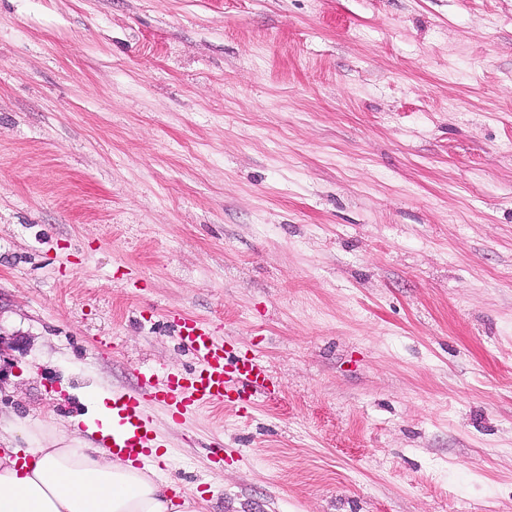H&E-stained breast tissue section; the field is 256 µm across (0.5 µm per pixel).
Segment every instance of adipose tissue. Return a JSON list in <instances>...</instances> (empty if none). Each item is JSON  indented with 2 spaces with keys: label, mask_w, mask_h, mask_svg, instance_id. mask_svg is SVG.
<instances>
[{
  "label": "adipose tissue",
  "mask_w": 512,
  "mask_h": 512,
  "mask_svg": "<svg viewBox=\"0 0 512 512\" xmlns=\"http://www.w3.org/2000/svg\"><path fill=\"white\" fill-rule=\"evenodd\" d=\"M109 393L96 392L71 429L53 418H18L0 432V512H204L199 493L91 441L111 418Z\"/></svg>",
  "instance_id": "ef3b65f1"
}]
</instances>
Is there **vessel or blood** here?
<instances>
[{"label":"vessel or blood","mask_w":512,"mask_h":512,"mask_svg":"<svg viewBox=\"0 0 512 512\" xmlns=\"http://www.w3.org/2000/svg\"><path fill=\"white\" fill-rule=\"evenodd\" d=\"M173 327L194 358L192 368L146 379L136 394L112 398L111 448L115 455L137 459L155 447L156 437L147 413L154 402L165 404L172 418L204 409L228 406L247 410L258 398L273 399L277 391L266 368L253 356L233 354L230 342L213 326L182 316Z\"/></svg>","instance_id":"1"}]
</instances>
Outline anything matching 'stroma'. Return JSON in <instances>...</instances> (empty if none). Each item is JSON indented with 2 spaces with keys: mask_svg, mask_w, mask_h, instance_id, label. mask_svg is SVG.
<instances>
[{
  "mask_svg": "<svg viewBox=\"0 0 512 512\" xmlns=\"http://www.w3.org/2000/svg\"><path fill=\"white\" fill-rule=\"evenodd\" d=\"M177 314L278 388L149 405L207 512H512V0H0V411Z\"/></svg>",
  "mask_w": 512,
  "mask_h": 512,
  "instance_id": "stroma-1",
  "label": "stroma"
}]
</instances>
